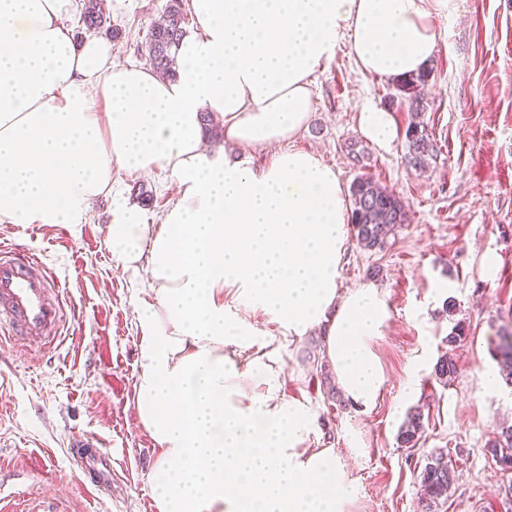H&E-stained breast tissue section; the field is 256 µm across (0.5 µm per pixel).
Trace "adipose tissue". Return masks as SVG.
<instances>
[{"label":"adipose tissue","instance_id":"obj_1","mask_svg":"<svg viewBox=\"0 0 512 512\" xmlns=\"http://www.w3.org/2000/svg\"><path fill=\"white\" fill-rule=\"evenodd\" d=\"M450 0H188L175 75L75 41L77 0H0V223L81 224L112 201L107 242L153 298L139 314L138 420L162 451L159 512H342L353 489L310 410L281 392L283 343L323 333L345 399L371 407L370 342L389 318L374 284L340 291L351 222L335 169L290 143L311 77L341 41L364 73L426 71ZM224 131L208 148L201 113ZM254 153L270 154L254 167ZM157 172L177 196L160 223L113 187ZM243 306L235 313L231 304Z\"/></svg>","mask_w":512,"mask_h":512}]
</instances>
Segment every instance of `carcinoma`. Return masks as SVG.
<instances>
[{
	"label": "carcinoma",
	"mask_w": 512,
	"mask_h": 512,
	"mask_svg": "<svg viewBox=\"0 0 512 512\" xmlns=\"http://www.w3.org/2000/svg\"><path fill=\"white\" fill-rule=\"evenodd\" d=\"M81 19L89 31L105 30L112 37L119 35L118 29L109 26L110 18L101 7L100 0H85ZM183 0H170L162 20L154 24L145 38L141 52L153 68L173 74L176 70V49L185 33ZM428 75L410 76L395 82L398 97L409 103L414 110L424 108L421 86ZM407 164L416 170L428 165L435 152L434 139L426 127L411 124L407 127ZM352 211L351 224L358 243L367 250L386 247L390 235L403 224L409 223L408 204L394 190L375 182L372 178L358 176L350 186ZM496 359L501 375L512 383V332L499 336L496 344ZM457 371L452 354L441 355L436 361L433 374L436 380L448 382ZM423 433V418L420 412L411 411L401 426L397 442L401 448L417 446ZM496 462L504 470H512V427L502 429L498 437L489 443ZM455 482V471L443 461V451L433 449L427 455V463L420 472V488L425 502V512H435L438 505L448 499V493Z\"/></svg>",
	"instance_id": "cac0c4a2"
}]
</instances>
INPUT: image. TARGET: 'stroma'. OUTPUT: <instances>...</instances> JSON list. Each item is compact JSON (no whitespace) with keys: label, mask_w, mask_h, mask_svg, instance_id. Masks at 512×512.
<instances>
[{"label":"stroma","mask_w":512,"mask_h":512,"mask_svg":"<svg viewBox=\"0 0 512 512\" xmlns=\"http://www.w3.org/2000/svg\"><path fill=\"white\" fill-rule=\"evenodd\" d=\"M441 26L445 43L424 87L425 110L411 112L392 81L360 72L348 48L313 75V112L297 149L334 165L344 185L360 175L399 193L410 208L381 250L349 238L340 284L374 283L389 319L370 346L383 385L368 410L355 409L326 368L314 332L289 342L282 392L310 408L320 447L354 486L343 512H422L419 474L443 449L455 484L437 512H512V471L487 450L512 425V387L484 389L481 375L498 370L494 345L512 329V0H453ZM169 0H131L110 7L120 30V60H136L149 27ZM373 105L390 112V149L358 130ZM421 119L436 152L425 169L405 162V130ZM112 202H96L83 224H0V246L33 254L59 286L69 317L63 340L49 346L0 343V481L22 512H158L154 472L160 450L137 424L138 306L147 281L118 265L105 239ZM494 265H487V257ZM454 301L446 312L445 301ZM468 332L456 349L445 338L456 322ZM453 351L448 383L432 374ZM425 432L417 447L397 444L410 410ZM93 438L112 454V487L82 485L69 456L75 441Z\"/></svg>","instance_id":"obj_1"}]
</instances>
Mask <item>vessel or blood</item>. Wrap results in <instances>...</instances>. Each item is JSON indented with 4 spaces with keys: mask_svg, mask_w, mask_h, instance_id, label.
I'll use <instances>...</instances> for the list:
<instances>
[{
    "mask_svg": "<svg viewBox=\"0 0 512 512\" xmlns=\"http://www.w3.org/2000/svg\"><path fill=\"white\" fill-rule=\"evenodd\" d=\"M66 321L61 299L52 297L51 282L40 262L24 250L0 253V331L31 343L53 339ZM83 484L101 487L112 479V456L87 441L71 451Z\"/></svg>",
    "mask_w": 512,
    "mask_h": 512,
    "instance_id": "b4317fda",
    "label": "vessel or blood"
}]
</instances>
